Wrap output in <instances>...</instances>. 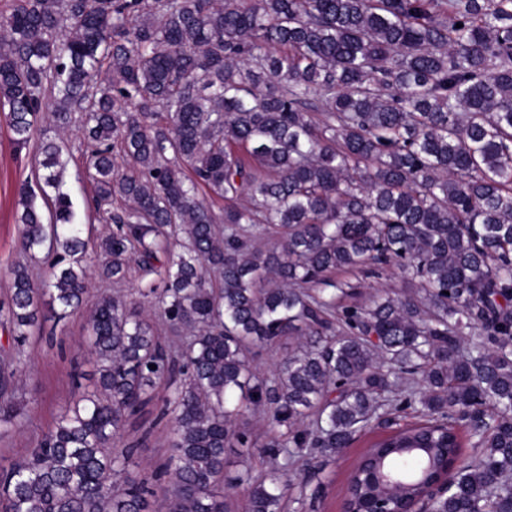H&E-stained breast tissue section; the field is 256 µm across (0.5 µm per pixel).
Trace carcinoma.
Here are the masks:
<instances>
[{
  "label": "carcinoma",
  "mask_w": 512,
  "mask_h": 512,
  "mask_svg": "<svg viewBox=\"0 0 512 512\" xmlns=\"http://www.w3.org/2000/svg\"><path fill=\"white\" fill-rule=\"evenodd\" d=\"M0 30L15 148L53 89L58 128L87 139L90 208L115 225L75 222L62 148L41 142L19 247L53 262L42 281L11 268L13 340L79 310L90 263L147 278L137 300L93 302L90 385L0 464V512H229L242 486L248 512H288L307 491L293 467L375 423L345 512L411 508L444 476L431 512H512V0H18ZM387 270L418 295L357 303ZM284 339L257 371L250 350ZM15 362L0 360V438L29 420ZM149 405L171 454L148 478L116 443ZM231 448L263 473L229 471ZM288 353V341L254 348L252 357L254 364L262 373H270L284 360Z\"/></svg>",
  "instance_id": "obj_1"
}]
</instances>
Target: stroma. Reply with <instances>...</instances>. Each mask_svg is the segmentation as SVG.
I'll use <instances>...</instances> for the list:
<instances>
[{
  "instance_id": "stroma-1",
  "label": "stroma",
  "mask_w": 512,
  "mask_h": 512,
  "mask_svg": "<svg viewBox=\"0 0 512 512\" xmlns=\"http://www.w3.org/2000/svg\"><path fill=\"white\" fill-rule=\"evenodd\" d=\"M42 139H61L69 151L65 174L66 187L75 204L77 219L92 224L95 233L106 232V225L93 223L86 201L93 195L92 185L83 176L85 145L77 127L59 133L51 119L41 124ZM40 156L35 148L15 150L10 133L0 122V356L11 352L13 341L8 332L7 303L10 296V268L19 258L18 187L36 182ZM87 311H79L62 322L47 320L42 336L29 339L20 351L22 359L17 395L25 404L30 419L26 426L0 440V461L21 459L38 437L52 424L56 414L71 399L73 370L91 371L86 342ZM170 430L166 424H153L151 416L127 427L124 443L137 445L138 459L146 469H155L169 455ZM370 440L369 435L355 439L350 448L333 459H321L311 469L313 486L319 494L315 502L292 504V512H342L347 481L355 462Z\"/></svg>"
}]
</instances>
